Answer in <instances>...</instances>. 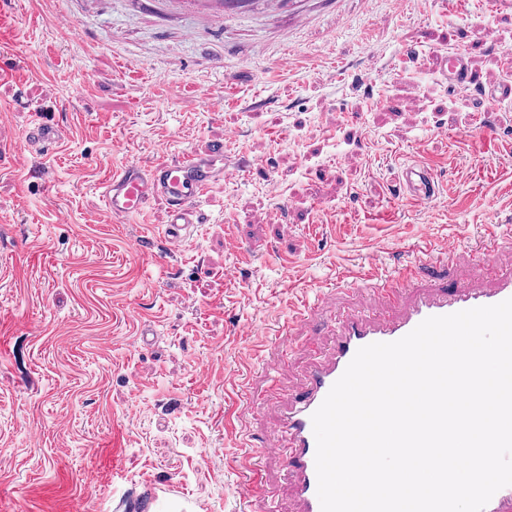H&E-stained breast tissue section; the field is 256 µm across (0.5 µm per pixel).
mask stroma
Returning a JSON list of instances; mask_svg holds the SVG:
<instances>
[{
	"label": "stroma",
	"instance_id": "1",
	"mask_svg": "<svg viewBox=\"0 0 512 512\" xmlns=\"http://www.w3.org/2000/svg\"><path fill=\"white\" fill-rule=\"evenodd\" d=\"M0 512H294L278 457L243 486L240 433L267 447L273 415L224 411L250 385L300 392L338 309L331 288L370 256L390 269L444 252V280L490 276L471 237L512 225V101L484 112L451 87L464 54L485 89L512 81V0H0ZM224 101L212 112L199 97ZM67 134L30 153L33 120ZM493 120L499 137L484 143ZM224 144L254 163L199 201L179 251L164 198L115 223L99 183L133 164ZM432 167L441 199L393 193ZM311 316L273 345L257 330ZM150 325L149 343L139 341ZM164 484L159 498L149 484Z\"/></svg>",
	"mask_w": 512,
	"mask_h": 512
}]
</instances>
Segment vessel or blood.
<instances>
[{"label": "vessel or blood", "instance_id": "obj_1", "mask_svg": "<svg viewBox=\"0 0 512 512\" xmlns=\"http://www.w3.org/2000/svg\"><path fill=\"white\" fill-rule=\"evenodd\" d=\"M446 66L450 83L477 86L478 79L464 55L449 53ZM65 135L63 126L37 121L27 129L25 141L29 149L49 155L55 152ZM229 175L224 166V146L218 143L206 152H192L176 162L159 161L146 168L130 165L113 172L102 182L100 194L106 214L116 221L142 214L152 198H164L168 203L164 236L170 248L175 249L202 221L198 208L200 198ZM398 184L403 195L417 204L432 203L441 194L432 169L418 160L400 166ZM411 279L410 272L391 271L376 261H369L367 268L353 276L352 281L369 288L378 300L392 304V315L374 317L356 308L337 314L332 343L309 367L300 394H288L275 384L263 400L264 405L273 406L276 411L282 441L275 451L283 461L284 477L292 486L298 512H321L312 415L357 350L372 343L397 341L428 317L494 305L512 298V267L502 270L491 288L466 283L447 290L436 286L410 299L406 293Z\"/></svg>", "mask_w": 512, "mask_h": 512}]
</instances>
